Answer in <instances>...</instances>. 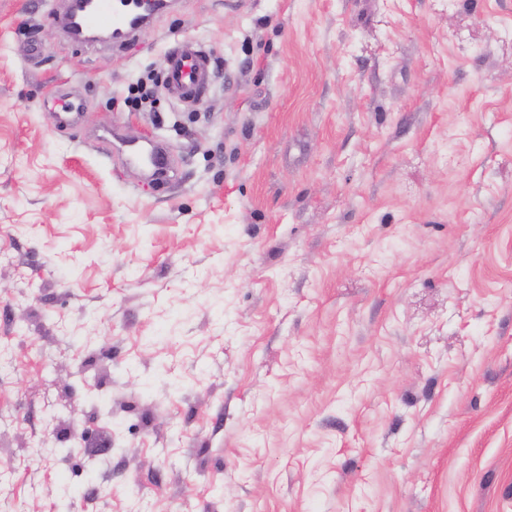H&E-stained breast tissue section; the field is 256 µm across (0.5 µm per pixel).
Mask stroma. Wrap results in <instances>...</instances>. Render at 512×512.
Instances as JSON below:
<instances>
[{
  "label": "stroma",
  "mask_w": 512,
  "mask_h": 512,
  "mask_svg": "<svg viewBox=\"0 0 512 512\" xmlns=\"http://www.w3.org/2000/svg\"><path fill=\"white\" fill-rule=\"evenodd\" d=\"M64 7L0 0V512H512V0ZM95 3V9L85 17L87 26L100 30L125 28L126 37L138 30L131 25V22L137 14H144L140 10L141 2L137 0H95ZM161 67L168 92L182 101L197 99L212 78L208 52L188 40L169 49L162 57Z\"/></svg>",
  "instance_id": "stroma-1"
}]
</instances>
